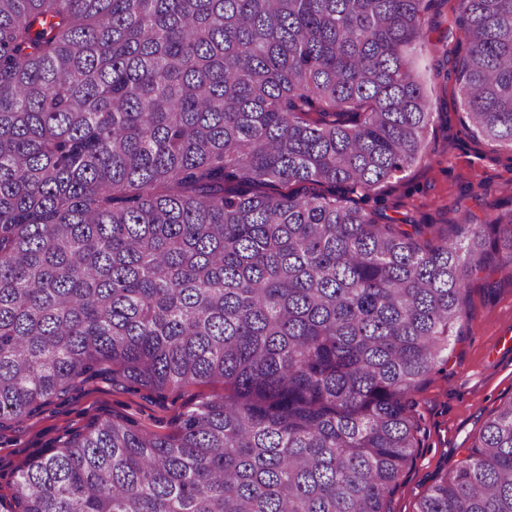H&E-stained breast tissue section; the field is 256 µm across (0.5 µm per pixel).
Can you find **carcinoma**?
I'll use <instances>...</instances> for the list:
<instances>
[{"label": "carcinoma", "mask_w": 512, "mask_h": 512, "mask_svg": "<svg viewBox=\"0 0 512 512\" xmlns=\"http://www.w3.org/2000/svg\"><path fill=\"white\" fill-rule=\"evenodd\" d=\"M431 2L0 0V419L102 364L224 385L72 436L8 512H390L410 396L512 270V209L361 206L426 157ZM455 24L467 127L512 150V0ZM415 512H512V399Z\"/></svg>", "instance_id": "1"}]
</instances>
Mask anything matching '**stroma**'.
<instances>
[{"instance_id": "stroma-1", "label": "stroma", "mask_w": 512, "mask_h": 512, "mask_svg": "<svg viewBox=\"0 0 512 512\" xmlns=\"http://www.w3.org/2000/svg\"><path fill=\"white\" fill-rule=\"evenodd\" d=\"M455 6V0H433L427 14L420 63L434 112L428 154L369 201L395 219L446 225L455 220L458 205L471 208L479 199L488 214L512 209V151L473 134L462 122L453 82L436 75L443 66L441 42L456 34ZM467 312L447 361L411 396L409 415L420 446L390 497L391 512H415L437 474L465 458L491 411L512 398V274L472 282ZM223 393L222 384L202 383L158 394L117 383L111 369H99L36 413L0 422V499L9 500L17 471L30 460L97 421L121 417L141 430L170 434L194 403Z\"/></svg>"}]
</instances>
